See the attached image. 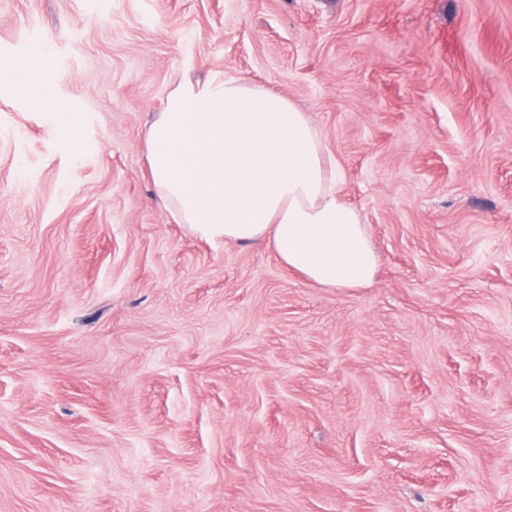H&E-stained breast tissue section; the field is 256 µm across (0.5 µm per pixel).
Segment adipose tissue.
<instances>
[{
    "mask_svg": "<svg viewBox=\"0 0 512 512\" xmlns=\"http://www.w3.org/2000/svg\"><path fill=\"white\" fill-rule=\"evenodd\" d=\"M153 184L173 221L211 241L268 243L278 260L329 288L372 285L367 227L326 168L323 139L283 96L211 75L181 82L149 123Z\"/></svg>",
    "mask_w": 512,
    "mask_h": 512,
    "instance_id": "obj_1",
    "label": "adipose tissue"
}]
</instances>
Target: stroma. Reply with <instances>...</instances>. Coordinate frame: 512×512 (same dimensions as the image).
Returning <instances> with one entry per match:
<instances>
[{
  "label": "stroma",
  "mask_w": 512,
  "mask_h": 512,
  "mask_svg": "<svg viewBox=\"0 0 512 512\" xmlns=\"http://www.w3.org/2000/svg\"><path fill=\"white\" fill-rule=\"evenodd\" d=\"M217 72L322 131L370 287L169 219ZM0 512H512V0H0ZM46 115L60 141L71 150L74 156H79L81 150L79 133L84 124L83 116L69 109H57L55 112H47Z\"/></svg>",
  "instance_id": "35a3bbf8"
}]
</instances>
